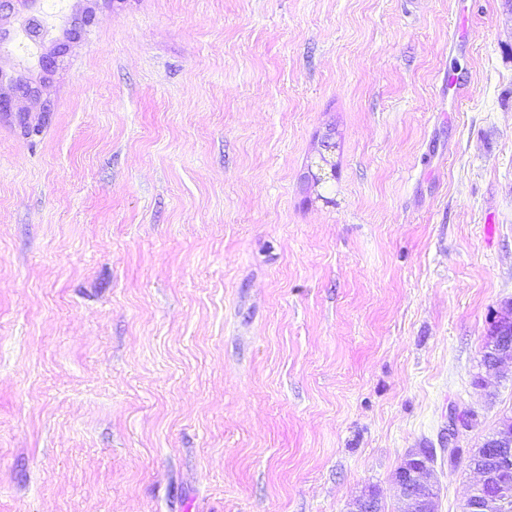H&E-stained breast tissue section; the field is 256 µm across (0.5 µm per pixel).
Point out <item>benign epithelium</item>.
Returning a JSON list of instances; mask_svg holds the SVG:
<instances>
[{"label": "benign epithelium", "instance_id": "1", "mask_svg": "<svg viewBox=\"0 0 512 512\" xmlns=\"http://www.w3.org/2000/svg\"><path fill=\"white\" fill-rule=\"evenodd\" d=\"M93 22L89 13L74 17L64 22V40L55 44L52 51L43 53L38 58V66L43 72L41 80L58 71L63 58L67 54L69 44L78 40L81 34ZM42 90L36 82L25 76H18L3 85V73L0 72V112L19 113V122L24 132H30L33 125L27 120L23 109L17 108L16 100L25 98L41 101ZM41 111H50V104L41 101ZM485 349L494 353L492 368L497 369L508 360H512V310L506 309L501 313L485 337ZM471 428L464 422L461 412L452 409L448 416V456L454 460L462 452L457 445L461 431ZM499 451L486 459V466L477 470L480 475L479 483L466 499L463 512H502L503 503L512 499V484L500 481L499 475L512 465V420L504 418L498 425ZM433 467L427 460L422 449L406 454L397 468L394 476L399 492L398 512H438V488L432 479ZM378 498L367 491L353 503L349 512H377Z\"/></svg>", "mask_w": 512, "mask_h": 512}]
</instances>
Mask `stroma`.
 I'll return each mask as SVG.
<instances>
[{
  "mask_svg": "<svg viewBox=\"0 0 512 512\" xmlns=\"http://www.w3.org/2000/svg\"><path fill=\"white\" fill-rule=\"evenodd\" d=\"M39 7L94 21L40 133L0 115V512H396L418 448L462 512L449 409L512 415V0ZM512 317L511 304L501 313L485 337V350L494 353V364L491 367H485L486 370L498 369L505 361L512 360Z\"/></svg>",
  "mask_w": 512,
  "mask_h": 512,
  "instance_id": "obj_1",
  "label": "stroma"
}]
</instances>
